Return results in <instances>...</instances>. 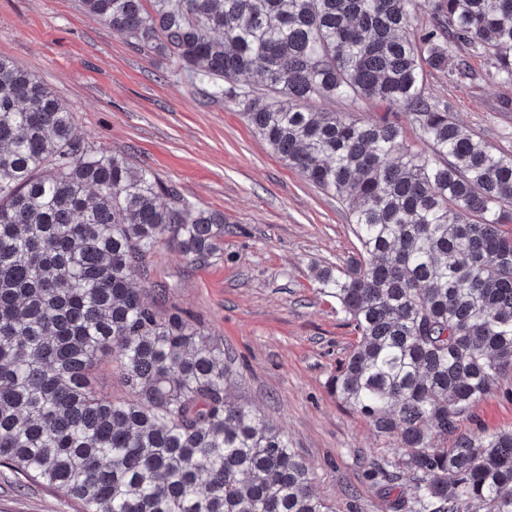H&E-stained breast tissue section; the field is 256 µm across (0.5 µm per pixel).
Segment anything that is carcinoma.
Wrapping results in <instances>:
<instances>
[{
    "mask_svg": "<svg viewBox=\"0 0 512 512\" xmlns=\"http://www.w3.org/2000/svg\"><path fill=\"white\" fill-rule=\"evenodd\" d=\"M414 2L80 0L139 51L224 83L288 167L347 205L359 248L317 279L357 341L328 388L396 438L372 468L411 474L389 512H512V428L461 431L512 372V155L425 92L431 70L470 75L461 48L512 83V0H427L418 32ZM312 99L399 109L429 150L386 114ZM165 237L202 260L224 216L80 139L0 56V461L78 512H330L288 437L228 399L224 350L145 301ZM109 354L122 397L91 384ZM309 106L314 110L326 109L334 112H354V115L357 117H362L365 119H371L376 115H380L384 112L383 109L377 108L371 104L351 106L349 103L342 100H336L335 102L331 103L311 101Z\"/></svg>",
    "mask_w": 512,
    "mask_h": 512,
    "instance_id": "cac0c4a2",
    "label": "carcinoma"
}]
</instances>
